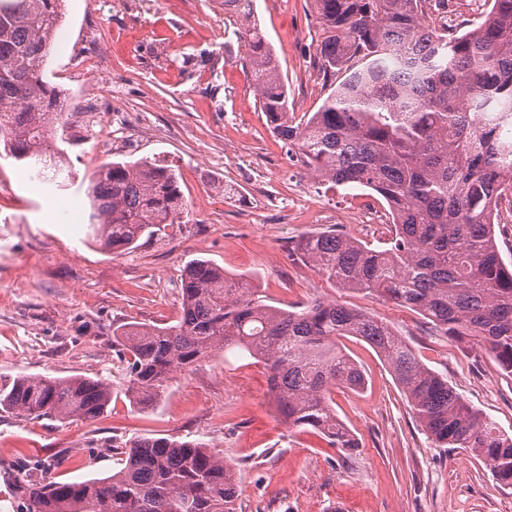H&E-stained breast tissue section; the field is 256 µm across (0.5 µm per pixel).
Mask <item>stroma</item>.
Masks as SVG:
<instances>
[{
	"instance_id": "stroma-1",
	"label": "stroma",
	"mask_w": 512,
	"mask_h": 512,
	"mask_svg": "<svg viewBox=\"0 0 512 512\" xmlns=\"http://www.w3.org/2000/svg\"><path fill=\"white\" fill-rule=\"evenodd\" d=\"M288 83L295 117L316 111L329 84L316 50L324 36L314 0H255ZM245 18L224 0H65L47 81L72 108L56 143L73 186L30 180L0 159V382L22 374L81 375L121 386L125 355L113 334L175 325L181 277L193 258L250 280L266 303L301 310L314 299L388 321L419 360L512 434V380L490 355L436 329L413 310L333 288L292 255L327 227L375 245L387 224L371 190L335 189L308 174L261 112L247 76ZM148 158L180 175L179 224L114 253L69 223L83 180L112 161ZM362 392L335 390L352 453L280 419L262 362L236 351L176 375L162 400L124 394L93 421L24 419L0 412V512H25L31 486L82 481L117 469L133 437L195 440L223 451L242 486V512H512V487L469 452L434 447L383 360L354 339Z\"/></svg>"
}]
</instances>
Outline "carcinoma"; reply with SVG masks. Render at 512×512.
<instances>
[{
    "label": "carcinoma",
    "instance_id": "1",
    "mask_svg": "<svg viewBox=\"0 0 512 512\" xmlns=\"http://www.w3.org/2000/svg\"><path fill=\"white\" fill-rule=\"evenodd\" d=\"M62 0H0V146L29 160L41 184L62 188V92L44 76ZM458 33L427 22L432 0H315L327 36L317 55L337 86L315 112L288 116V88L272 45L245 28L248 73L274 134L316 178L367 188L388 206L382 247L334 230L300 237L299 259L333 287L412 309L445 335L475 343L512 380V262L495 235V210L512 196V0ZM88 235L114 252L179 223L176 171L147 159L103 164L92 178ZM175 326L118 333L129 354L124 394L137 406L162 397L173 374L226 350L262 361L288 427L351 452L357 441L331 394L365 384L340 339L384 360L437 448L483 460L512 487V436L422 364L392 326L365 311L315 300L301 311L269 305L224 268L193 259L181 279ZM112 387L85 376L20 375L0 384V412L92 421ZM121 468L29 491L26 512H241V486L224 453L165 437L129 439Z\"/></svg>",
    "mask_w": 512,
    "mask_h": 512
}]
</instances>
